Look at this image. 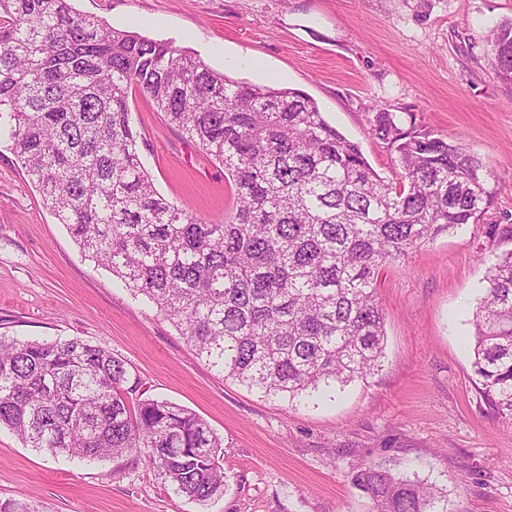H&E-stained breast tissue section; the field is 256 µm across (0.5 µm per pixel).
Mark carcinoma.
<instances>
[{
	"mask_svg": "<svg viewBox=\"0 0 512 512\" xmlns=\"http://www.w3.org/2000/svg\"><path fill=\"white\" fill-rule=\"evenodd\" d=\"M512 82V20L490 38ZM149 97L224 165L235 208L221 223L156 189L131 124ZM396 154L381 177L360 146L296 89L235 81L170 44L111 27L71 0H0V140L105 267L170 321L207 365L292 401L343 389L381 367L382 268L465 224L493 199L459 142L378 112ZM473 317L485 396L512 417V251L487 268ZM126 363L79 337L0 336V426L56 458L129 460L142 452L175 490L223 494L224 439L195 412L128 397ZM374 512H448L434 486L366 465L350 476Z\"/></svg>",
	"mask_w": 512,
	"mask_h": 512,
	"instance_id": "cac0c4a2",
	"label": "carcinoma"
}]
</instances>
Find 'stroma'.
<instances>
[{"label":"stroma","mask_w":512,"mask_h":512,"mask_svg":"<svg viewBox=\"0 0 512 512\" xmlns=\"http://www.w3.org/2000/svg\"><path fill=\"white\" fill-rule=\"evenodd\" d=\"M110 26L170 43L230 78L300 90L373 169L401 170L374 135L378 112L459 140L494 189L467 224L385 266V356L367 381L288 403L224 378L105 267L84 259L0 143V336L79 337L123 359L141 393L185 406L224 439L227 484L199 504L148 457H44L0 428V512H373L350 482L375 464L436 484L451 512H512V418L473 365V312L487 268L512 250V82L488 37L512 0H73ZM248 52L269 75L240 67ZM157 190L219 223L233 206L221 163L141 94L129 98Z\"/></svg>","instance_id":"35a3bbf8"}]
</instances>
